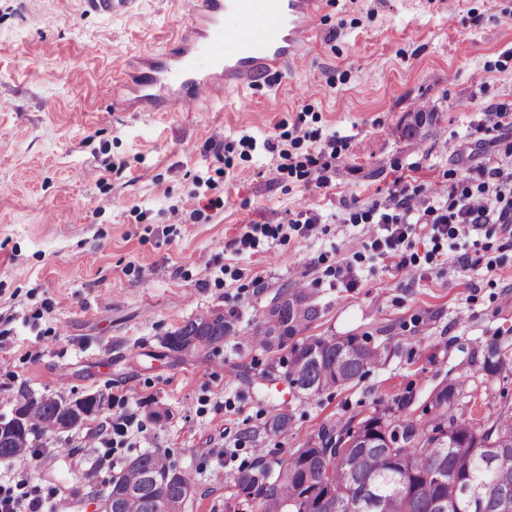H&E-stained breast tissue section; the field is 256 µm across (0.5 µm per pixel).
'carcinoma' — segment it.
<instances>
[{"instance_id": "carcinoma-1", "label": "carcinoma", "mask_w": 512, "mask_h": 512, "mask_svg": "<svg viewBox=\"0 0 512 512\" xmlns=\"http://www.w3.org/2000/svg\"><path fill=\"white\" fill-rule=\"evenodd\" d=\"M285 294L287 298L269 310L274 323L256 328L248 341L270 354L268 367L286 369L292 388L317 396L355 382L382 359L381 347L356 336L303 335L320 318L321 309L303 287ZM232 326L222 312L200 314L167 334L163 344L177 354L196 340L211 346L224 341ZM509 369L512 359L506 348L497 342L487 345L480 362L483 374L493 378ZM441 383V389L433 387L427 394L426 419L405 416L408 404L402 402L355 425H325L292 452L293 466L286 470L280 459L255 449L253 462L233 476L237 492L262 493L253 504L256 512H341L349 494L368 484L375 493L361 512H437L435 500L455 499L458 483L476 473L489 488L482 507L463 512H501L496 494L503 490L512 497V464L488 470L484 458L492 450L512 457V413L501 407L475 427L462 419L464 382L444 378ZM19 404L27 408L26 420L19 433L0 436V461L22 458L19 442L27 434L66 429L64 399L25 393ZM291 423L290 415L279 412L268 419L265 430L284 433ZM374 431L385 447H362L360 436ZM175 469L171 461L160 462L156 451L128 459L124 470L112 477V512H163V495L174 505H184L193 484L187 476L174 477Z\"/></svg>"}]
</instances>
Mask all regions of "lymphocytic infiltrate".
Masks as SVG:
<instances>
[{
  "label": "lymphocytic infiltrate",
  "instance_id": "obj_1",
  "mask_svg": "<svg viewBox=\"0 0 512 512\" xmlns=\"http://www.w3.org/2000/svg\"><path fill=\"white\" fill-rule=\"evenodd\" d=\"M392 211L378 219L384 233L371 242L372 249L405 267L404 250L415 225H430L432 231L457 240L487 224L512 226V167H483L477 179L450 186L449 202L438 207L410 192L407 186L393 191Z\"/></svg>",
  "mask_w": 512,
  "mask_h": 512
}]
</instances>
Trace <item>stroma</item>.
<instances>
[{
    "label": "stroma",
    "instance_id": "stroma-1",
    "mask_svg": "<svg viewBox=\"0 0 512 512\" xmlns=\"http://www.w3.org/2000/svg\"><path fill=\"white\" fill-rule=\"evenodd\" d=\"M187 21L183 0L108 18L82 0H0V413L25 393L104 399L84 426L33 438L32 459L0 462V480L40 487L44 512H85L153 451L191 478L184 512H253L233 476L254 449L284 459L403 400L422 419L448 373L466 381V418L512 406V372L487 382L467 361L493 340L512 349V233L452 244L425 226L404 268L369 246L395 181L443 206L479 168L512 165V129L484 122L512 113V0H321L302 69L191 111L125 109ZM420 110L434 118L408 139ZM305 211L321 222L304 234L291 220ZM251 224L263 231L239 249ZM296 284L322 310L311 335L384 347L360 380L309 398L264 377L244 338ZM213 309L234 317L223 342L164 347ZM282 411L288 432L263 433ZM128 415L100 465L97 428Z\"/></svg>",
    "mask_w": 512,
    "mask_h": 512
}]
</instances>
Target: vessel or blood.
<instances>
[{
  "instance_id": "b4317fda",
  "label": "vessel or blood",
  "mask_w": 512,
  "mask_h": 512,
  "mask_svg": "<svg viewBox=\"0 0 512 512\" xmlns=\"http://www.w3.org/2000/svg\"><path fill=\"white\" fill-rule=\"evenodd\" d=\"M228 13L238 20L231 30L224 26ZM317 13L318 0H192L186 29L138 76L141 104L155 110L196 103L203 94L251 85L306 58L317 38ZM202 57L208 65L200 69Z\"/></svg>"
}]
</instances>
